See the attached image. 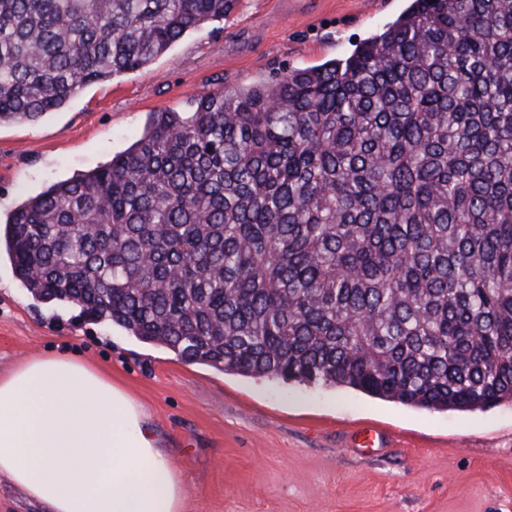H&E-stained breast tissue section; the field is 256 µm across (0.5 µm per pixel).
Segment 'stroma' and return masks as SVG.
<instances>
[{
	"label": "stroma",
	"mask_w": 512,
	"mask_h": 512,
	"mask_svg": "<svg viewBox=\"0 0 512 512\" xmlns=\"http://www.w3.org/2000/svg\"><path fill=\"white\" fill-rule=\"evenodd\" d=\"M239 0L145 69L86 87L36 124L0 127V214L111 160L151 113L351 53L408 0ZM78 354L146 410L183 477V512H512V403L428 411L346 388L243 378L54 309L0 260V374Z\"/></svg>",
	"instance_id": "stroma-1"
}]
</instances>
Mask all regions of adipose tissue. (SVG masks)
<instances>
[{"mask_svg": "<svg viewBox=\"0 0 512 512\" xmlns=\"http://www.w3.org/2000/svg\"><path fill=\"white\" fill-rule=\"evenodd\" d=\"M0 474L45 512H181L185 493L142 406L76 355L0 376Z\"/></svg>", "mask_w": 512, "mask_h": 512, "instance_id": "ef3b65f1", "label": "adipose tissue"}]
</instances>
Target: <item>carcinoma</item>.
I'll return each mask as SVG.
<instances>
[{
    "instance_id": "obj_1",
    "label": "carcinoma",
    "mask_w": 512,
    "mask_h": 512,
    "mask_svg": "<svg viewBox=\"0 0 512 512\" xmlns=\"http://www.w3.org/2000/svg\"><path fill=\"white\" fill-rule=\"evenodd\" d=\"M238 0H0V124ZM35 299L177 357L434 411L512 401V0H411L343 60L157 112L0 221Z\"/></svg>"
}]
</instances>
